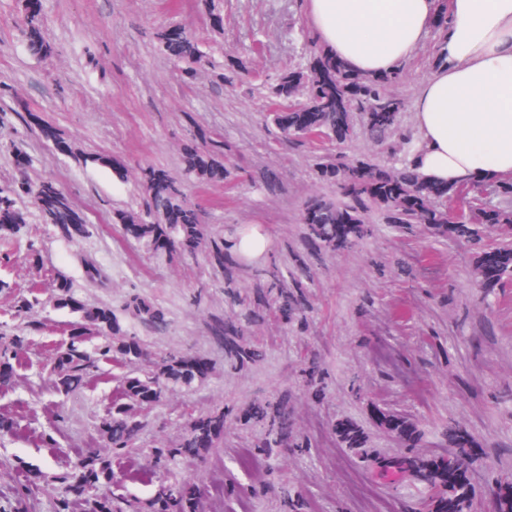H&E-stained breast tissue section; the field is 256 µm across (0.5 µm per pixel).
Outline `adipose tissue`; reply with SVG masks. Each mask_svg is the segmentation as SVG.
Masks as SVG:
<instances>
[{
  "instance_id": "1",
  "label": "adipose tissue",
  "mask_w": 512,
  "mask_h": 512,
  "mask_svg": "<svg viewBox=\"0 0 512 512\" xmlns=\"http://www.w3.org/2000/svg\"><path fill=\"white\" fill-rule=\"evenodd\" d=\"M441 63L415 100L414 164L437 184L512 178V0H307L326 50L382 75L424 40L439 8Z\"/></svg>"
}]
</instances>
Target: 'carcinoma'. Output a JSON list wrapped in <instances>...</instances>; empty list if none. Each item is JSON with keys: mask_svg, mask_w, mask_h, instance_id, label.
Masks as SVG:
<instances>
[{"mask_svg": "<svg viewBox=\"0 0 512 512\" xmlns=\"http://www.w3.org/2000/svg\"><path fill=\"white\" fill-rule=\"evenodd\" d=\"M24 48L34 57L45 58L52 53L50 43L42 32L41 15L24 12ZM160 45L166 54L178 63L193 71L201 62L198 42L189 34L179 38L170 36L167 29L158 34ZM318 58L319 73L309 67L293 68L283 73L272 95L281 99L289 89L304 90L303 99L292 101V106L305 105L308 109L310 127L306 130L296 125L295 113H271L272 122L290 136L308 137L312 134L323 136L340 128L351 134L354 117L360 115L370 134L377 140L395 139L397 143L406 141L401 132L402 100L391 94L390 87L401 79V71L363 77L351 72L345 64L325 51L315 52ZM220 146L212 140L197 143L195 140L184 148V167L188 174L206 181L224 180V163L218 159ZM317 176L323 180L336 182L347 202L337 205L322 199L310 202L306 211L311 213L308 222V237L321 249L336 250L352 246L371 232L364 220V213L371 206L383 211L392 224H431L439 230H446L455 237L471 241L481 237L485 226L481 216V205L475 204V211L466 224L448 223V212L435 200L439 186L422 181L410 161L395 170L377 167L364 160L350 162H327L318 167ZM141 180L146 193L145 213L121 211L116 221L120 224H133L137 227L138 238L152 245L160 239L171 240L170 253L186 255L182 242L189 241L196 247H204L214 266L224 268V239L209 236L205 232L198 210L187 200L181 185L169 180L168 183L149 187L153 180V169L142 172ZM485 191L493 199L512 198V180H498L490 183ZM25 192L31 195L41 212L44 223L57 227L69 241L83 238L87 232L84 218L74 208L70 199L52 180H45L36 186L21 179L16 185L0 188V240L9 241L27 223V214L18 205L17 195ZM346 228L344 238L336 237V225ZM494 224L501 227L505 235L512 234V209L496 207ZM498 278L489 283L484 279L487 264L486 250L476 255V279L484 289L496 287L512 278V245L504 242L497 245ZM305 285L299 281L293 286L286 285L276 271H268L259 279L251 302V312L259 317L267 310L269 301H274L278 310L288 317L304 312ZM133 312L142 320L156 323L162 320V313L144 301L134 300ZM84 323L93 325L102 332L103 342L93 352L84 348L85 339H75L69 343L66 355L53 360L52 372L55 384L62 393L69 394L89 386L90 371L121 356L138 358L142 355L139 343L125 337L117 317H112L108 328H101V308L85 307L81 311ZM213 331L227 337L228 353L241 365L254 360L257 350L241 343L242 330L232 324L218 322ZM202 359L190 362L182 353H163L153 361V370L143 377L132 376L122 382L114 394L102 424L112 447L123 456L140 455L150 464L165 470L176 458L192 453L201 454L207 445L213 444L219 436L215 428L224 427V413L189 420L187 432L181 441L166 448H142L138 446L142 433V422L131 416L132 407L147 396L160 402L169 385L187 384L199 375L197 366ZM288 394H283L274 403L258 402L253 405L250 420L267 427L271 442L257 445L258 452L268 454L272 446L284 444L290 427L288 415ZM456 464L468 465L467 455L447 460H430L409 452L386 456L381 459L387 471L408 473L419 482L439 492L432 512H468L470 506L471 481L448 482V468ZM114 470L112 458L90 453L80 459L67 476L68 483L85 484L93 492L76 497L66 495L56 503L55 512H75L82 506V512H118L112 502L102 499L97 490L112 483ZM195 489L189 484L178 487L163 486L149 502V512H195Z\"/></svg>", "mask_w": 512, "mask_h": 512, "instance_id": "obj_1", "label": "carcinoma"}]
</instances>
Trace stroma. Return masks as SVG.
I'll list each match as a JSON object with an SVG mask.
<instances>
[{"mask_svg":"<svg viewBox=\"0 0 512 512\" xmlns=\"http://www.w3.org/2000/svg\"><path fill=\"white\" fill-rule=\"evenodd\" d=\"M43 30L53 48L35 58L23 46L20 0H0V187L12 185V154L29 157L30 184L55 181L86 219L89 233L71 242L42 223L29 195L20 206L28 222L0 245V345L25 337L20 364L0 383V414L13 433L0 435V512H55L67 493L64 475L88 450L111 455L98 419L124 377L148 372L149 359L189 353L209 366L190 384L169 386L164 401L143 415L140 444H176L189 419L225 412L220 441L202 455L178 458L161 475L137 459L136 477L102 487L123 512H145L160 484L190 481L199 512H427L410 476L386 477L379 457L405 443L379 420L401 416L416 432L413 450L439 459L458 454L448 430L471 437V512L486 508L489 493L512 481V280L484 294L474 275L476 245L427 224H389L380 211L367 222L373 233L355 246L316 250L302 217L308 202L342 197L320 181L317 163L367 158L397 169L405 155L378 144L364 123L344 142L324 137L285 138L268 120L271 95L284 70L305 65L318 44L305 0H42ZM223 16L222 29L209 25ZM178 24L196 37L204 56L194 74L170 59L157 39ZM440 34L429 31L402 66L393 91L405 108L401 129L418 132L415 90L435 71ZM223 141L228 176L207 182L186 175L183 147L196 132ZM68 142L61 154L54 139ZM152 167L181 182L209 234L236 241L248 227L267 237L253 261L227 251L234 284L205 251L190 258L159 253L126 237L119 211H142V169ZM279 187L269 191L266 172ZM100 269L85 274L86 262ZM306 278L308 308L301 320L268 311L255 321L246 300L259 271ZM65 278L88 306H107L125 335L143 349L91 388L59 395L44 371L79 313L57 306L54 284ZM33 296L32 312L18 311ZM152 303L160 324L136 317L133 299ZM243 326L259 352L256 362L233 367L210 334L215 319ZM323 371L319 388L302 370ZM289 396V414L304 449L281 447L258 458L243 454L265 440L263 426L246 423L257 402ZM365 431L370 457L347 448L336 433L342 422Z\"/></svg>","mask_w":512,"mask_h":512,"instance_id":"35a3bbf8","label":"stroma"}]
</instances>
